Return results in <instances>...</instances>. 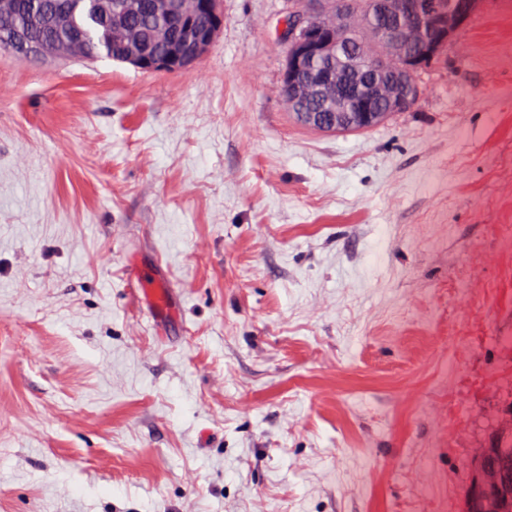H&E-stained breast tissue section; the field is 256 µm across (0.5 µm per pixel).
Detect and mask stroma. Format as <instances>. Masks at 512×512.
I'll list each match as a JSON object with an SVG mask.
<instances>
[{
    "label": "stroma",
    "mask_w": 512,
    "mask_h": 512,
    "mask_svg": "<svg viewBox=\"0 0 512 512\" xmlns=\"http://www.w3.org/2000/svg\"><path fill=\"white\" fill-rule=\"evenodd\" d=\"M287 11L221 0L177 73L0 61V512H460L512 402V0L349 134L292 119ZM129 275L130 279L136 282L137 288L135 290L139 298L148 301L152 314L157 319L166 315L171 299L169 292L161 283L159 275L141 269H131Z\"/></svg>",
    "instance_id": "obj_1"
}]
</instances>
